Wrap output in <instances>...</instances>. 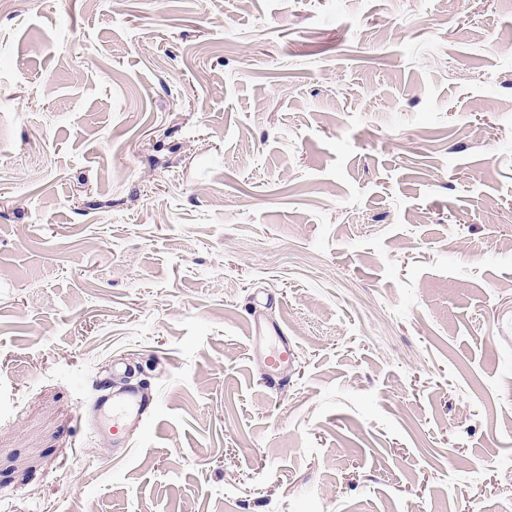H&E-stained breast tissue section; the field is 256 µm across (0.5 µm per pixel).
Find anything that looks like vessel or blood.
<instances>
[{
  "mask_svg": "<svg viewBox=\"0 0 512 512\" xmlns=\"http://www.w3.org/2000/svg\"><path fill=\"white\" fill-rule=\"evenodd\" d=\"M250 331L255 343L267 347L263 361L269 375H277L293 364L296 353L280 325L267 324L256 318L251 322ZM111 385V377L100 379L88 407L96 416H111L114 435L123 434L125 429L156 413L158 401L154 393L131 382L117 392L112 391Z\"/></svg>",
  "mask_w": 512,
  "mask_h": 512,
  "instance_id": "1",
  "label": "vessel or blood"
}]
</instances>
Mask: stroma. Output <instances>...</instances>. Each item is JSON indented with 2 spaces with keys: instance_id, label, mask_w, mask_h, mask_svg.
I'll list each match as a JSON object with an SVG mask.
<instances>
[{
  "instance_id": "35a3bbf8",
  "label": "stroma",
  "mask_w": 512,
  "mask_h": 512,
  "mask_svg": "<svg viewBox=\"0 0 512 512\" xmlns=\"http://www.w3.org/2000/svg\"><path fill=\"white\" fill-rule=\"evenodd\" d=\"M511 35L512 0L1 10L0 512H512ZM111 364L160 401L123 451L80 409ZM250 331L255 343L265 344L267 347L263 361L270 378L293 364L296 353L280 325H267L258 316H254Z\"/></svg>"
}]
</instances>
